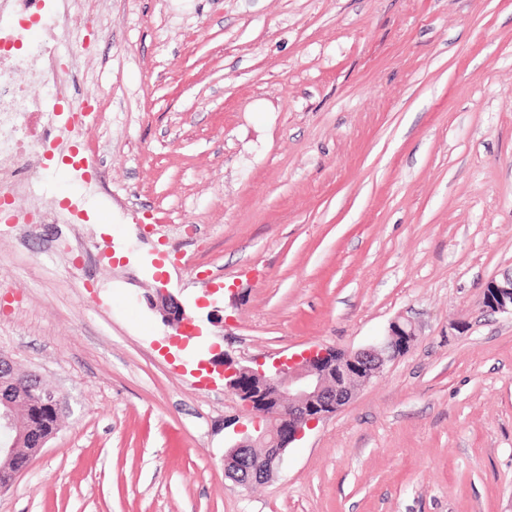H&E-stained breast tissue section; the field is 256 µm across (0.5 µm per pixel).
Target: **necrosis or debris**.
Listing matches in <instances>:
<instances>
[{
	"mask_svg": "<svg viewBox=\"0 0 512 512\" xmlns=\"http://www.w3.org/2000/svg\"><path fill=\"white\" fill-rule=\"evenodd\" d=\"M65 3L0 0V200L33 194L46 153L58 148L57 131L79 133L89 109L72 102L64 75L103 30L88 13L62 39ZM47 112L55 121L38 124Z\"/></svg>",
	"mask_w": 512,
	"mask_h": 512,
	"instance_id": "necrosis-or-debris-1",
	"label": "necrosis or debris"
}]
</instances>
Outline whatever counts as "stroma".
Returning a JSON list of instances; mask_svg holds the SVG:
<instances>
[{
    "label": "stroma",
    "mask_w": 512,
    "mask_h": 512,
    "mask_svg": "<svg viewBox=\"0 0 512 512\" xmlns=\"http://www.w3.org/2000/svg\"><path fill=\"white\" fill-rule=\"evenodd\" d=\"M85 194L0 223V352L62 396L0 512H512V0H90ZM166 286L193 320L147 298ZM418 339L252 489L199 361ZM482 305L487 312L512 315V272L486 282L482 290Z\"/></svg>",
    "instance_id": "obj_1"
}]
</instances>
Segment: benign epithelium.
I'll return each mask as SVG.
<instances>
[{"label":"benign epithelium","instance_id":"benign-epithelium-1","mask_svg":"<svg viewBox=\"0 0 512 512\" xmlns=\"http://www.w3.org/2000/svg\"><path fill=\"white\" fill-rule=\"evenodd\" d=\"M151 304L163 316L187 329L191 318L175 304L167 289H156ZM483 309L512 315V272L486 282ZM416 340L410 320L391 323L388 335L376 346L355 352L310 349L272 363L241 365L224 354L219 376L224 387L241 402L240 435L224 456L226 470L241 488L268 479L276 461L305 428L336 413L348 403L354 390L382 372L387 363L407 352ZM36 403L61 416L63 399L43 386L34 374L16 370L10 356L0 353V475L12 484L30 458L41 450L57 426L44 431L37 417L23 419L19 408Z\"/></svg>","mask_w":512,"mask_h":512}]
</instances>
